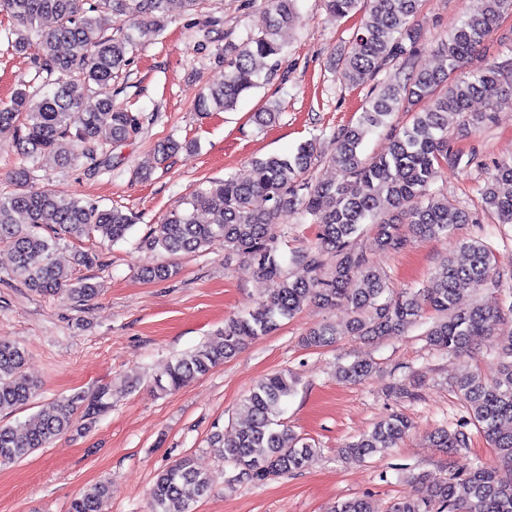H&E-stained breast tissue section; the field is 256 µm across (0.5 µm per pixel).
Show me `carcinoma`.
Returning <instances> with one entry per match:
<instances>
[{
  "instance_id": "1",
  "label": "carcinoma",
  "mask_w": 512,
  "mask_h": 512,
  "mask_svg": "<svg viewBox=\"0 0 512 512\" xmlns=\"http://www.w3.org/2000/svg\"><path fill=\"white\" fill-rule=\"evenodd\" d=\"M203 0H0V14L8 47L19 54L33 53L39 73L45 74L43 93L18 89L8 103L0 104V133L10 131L9 148L22 157L51 153L65 166L98 164V153L136 136L142 116L116 103L112 80L130 64L140 39L158 36L173 14H193ZM337 19L363 12L359 27L334 57L333 68L349 87L369 86L366 105L350 126L333 134L335 150L327 155L317 139L302 143L290 156L269 155L252 162L246 181L228 177L195 190L185 208L170 212L141 241L150 251L194 253L219 242L224 252L242 256L268 283L264 300L248 314L224 323L217 342L204 343L176 357L155 379L162 391L176 390L205 376L235 357L252 340L275 330L279 320L293 317L301 306L313 302L323 308L345 306L353 314L348 332L376 341L393 336L417 323L430 308L436 317L424 333L436 349L461 354L471 337L492 336L507 309L491 306L460 308L464 290L491 288L505 283L483 244L462 242L458 252L437 267L423 288L391 293L384 275L354 248L361 225H372L373 245L383 251L398 250L406 226L420 238L447 235L463 221L462 212L448 198L432 190L442 169L455 164L460 152L448 137V115H462L473 127L484 115L469 111L475 98L496 108L512 105L503 93L507 65L485 62L466 77L457 76L497 27L512 14V0H475L476 6L461 25L441 43L444 66L421 70L415 66L422 29L415 23L422 0H324ZM268 25L257 35L236 43L224 38L217 55L224 65V81L201 94L197 109L203 114L236 107L240 98L256 88L261 74L277 71L285 45L281 31L299 22L297 0H263ZM121 24L106 34L103 14ZM51 17L54 26L41 27ZM387 69L390 80H378ZM92 93L96 103L85 105ZM426 101L414 113L412 124L393 127L390 116ZM387 132L389 151L370 160L360 155L365 137ZM193 141L169 138L158 145L168 155L193 151ZM327 161L336 167L335 182L312 184L302 179L312 165ZM13 190L0 194V246L6 248L8 274L45 295L66 293L89 300L97 288L87 279L72 280L53 260L61 239H80L94 232L117 242L126 237L134 217L118 208H101L78 198H64L36 185L34 172L20 166L13 172ZM486 207L498 223L512 224V159L495 165L480 189ZM262 197L266 207L253 202ZM208 220L201 223L197 214ZM299 224L317 226L316 245L298 256L306 276L286 273L281 246L287 231L278 226L283 216ZM51 235L45 236L43 232ZM332 325L309 331V347L336 342ZM496 375L483 381L472 373L459 377L454 388L464 400L472 423L494 451V457L462 475L430 482L416 477L420 493L396 499L385 512H512V335L492 345ZM25 353L0 340V414L25 405L35 384L24 373ZM373 370L368 361L341 366L339 379L359 381ZM297 390V381L276 372L264 377L246 397L244 421L226 439L224 431L211 434L209 448L237 470L235 480L264 481L304 469L316 448L288 427L279 416L285 400ZM112 406V390L99 388L86 397L57 399L33 419L0 426V464L22 460L53 439L70 431L77 419L96 422ZM411 427L403 416H391L340 449L341 454L363 459L384 452L403 440ZM432 447L451 453L469 447L462 430L441 428L431 434ZM209 474L184 457L157 476L150 489L153 512H190L191 504L211 488ZM108 491L100 484L71 501L69 512H97L98 500ZM332 512H379L367 497L336 503Z\"/></svg>"
}]
</instances>
